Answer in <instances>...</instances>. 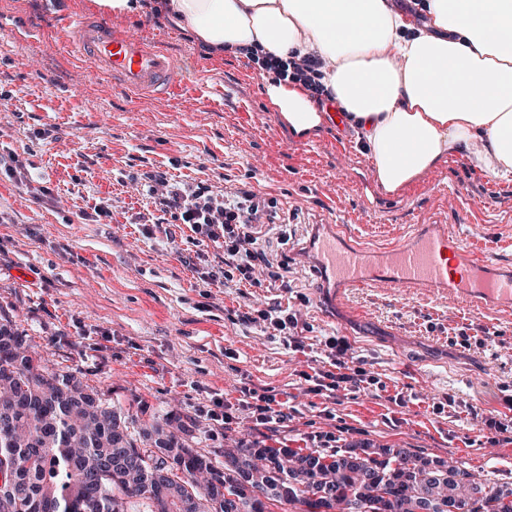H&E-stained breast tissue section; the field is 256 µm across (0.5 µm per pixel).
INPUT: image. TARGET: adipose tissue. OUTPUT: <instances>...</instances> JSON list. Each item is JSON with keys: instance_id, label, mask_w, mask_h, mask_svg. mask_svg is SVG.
Here are the masks:
<instances>
[{"instance_id": "adipose-tissue-1", "label": "adipose tissue", "mask_w": 512, "mask_h": 512, "mask_svg": "<svg viewBox=\"0 0 512 512\" xmlns=\"http://www.w3.org/2000/svg\"><path fill=\"white\" fill-rule=\"evenodd\" d=\"M414 30L389 0H166L211 54L265 66L320 60L325 98L344 110L379 183L395 192L452 155L512 182V0H423ZM271 111L293 135L328 114L302 84L272 78Z\"/></svg>"}]
</instances>
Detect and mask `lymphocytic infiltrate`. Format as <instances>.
Wrapping results in <instances>:
<instances>
[{
	"label": "lymphocytic infiltrate",
	"mask_w": 512,
	"mask_h": 512,
	"mask_svg": "<svg viewBox=\"0 0 512 512\" xmlns=\"http://www.w3.org/2000/svg\"><path fill=\"white\" fill-rule=\"evenodd\" d=\"M142 179L157 210L169 215L172 223L190 225L193 232L224 250V264L207 269L203 278L207 284L224 286L232 282H248L262 287L264 279H278L273 263L259 248L256 230L265 224L281 223L276 198L264 197L253 190L237 187L224 190L199 183L182 184L166 172L153 170ZM244 324L260 326L271 336L299 335L301 329L296 314L247 306L238 314ZM330 369L315 371L312 380L315 391L332 393L359 388L366 380L360 367H350L351 346L342 337L329 338Z\"/></svg>",
	"instance_id": "1"
}]
</instances>
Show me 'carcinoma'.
Segmentation results:
<instances>
[{
	"label": "carcinoma",
	"instance_id": "carcinoma-1",
	"mask_svg": "<svg viewBox=\"0 0 512 512\" xmlns=\"http://www.w3.org/2000/svg\"><path fill=\"white\" fill-rule=\"evenodd\" d=\"M176 421L140 422L0 323V512H512V486L412 448L301 454L241 439L219 468Z\"/></svg>",
	"mask_w": 512,
	"mask_h": 512
}]
</instances>
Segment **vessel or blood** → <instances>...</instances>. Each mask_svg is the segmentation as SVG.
Instances as JSON below:
<instances>
[{
  "instance_id": "obj_1",
  "label": "vessel or blood",
  "mask_w": 512,
  "mask_h": 512,
  "mask_svg": "<svg viewBox=\"0 0 512 512\" xmlns=\"http://www.w3.org/2000/svg\"><path fill=\"white\" fill-rule=\"evenodd\" d=\"M57 34L74 56L106 76L113 90L170 96L182 86L180 68L166 52L106 22L67 16ZM413 237L381 249L375 263L358 240L341 248L324 239L319 252L324 268L344 287L444 289L474 311L493 301L512 302V273L493 272L489 256L466 249L450 225L434 224Z\"/></svg>"
}]
</instances>
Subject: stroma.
Listing matches in <instances>:
<instances>
[{
  "instance_id": "stroma-1",
  "label": "stroma",
  "mask_w": 512,
  "mask_h": 512,
  "mask_svg": "<svg viewBox=\"0 0 512 512\" xmlns=\"http://www.w3.org/2000/svg\"><path fill=\"white\" fill-rule=\"evenodd\" d=\"M142 2L144 11L108 23L163 45L184 83L171 98L131 103L55 36L63 16L99 17L95 0H0V90L10 96L0 151L17 154L29 179L0 175V323L26 334L50 368L130 413L194 425L215 453L230 433L307 454L322 431L340 446L398 444L512 485V431L490 442L479 420L507 412L512 397V312L474 313L420 289L340 287L315 245L338 224L372 245L404 240L415 224H448L465 243L486 245L498 272L512 271V182L453 155L385 192L345 126L294 137L267 109V73L242 56L210 55L154 0ZM16 28L36 36L14 37ZM153 169L277 198L289 239L266 225L259 243L284 264L283 280L206 284L202 272L224 251L186 224L167 240L162 213L133 179ZM100 202L111 218L86 220ZM248 304L297 311L303 350L239 322ZM333 336L350 342L384 392H311L306 376L322 368ZM245 387L273 391L284 419L256 422L241 403ZM449 397L453 405L434 412Z\"/></svg>"
}]
</instances>
